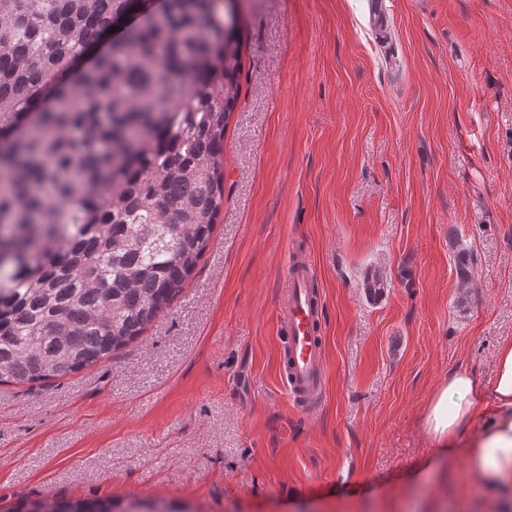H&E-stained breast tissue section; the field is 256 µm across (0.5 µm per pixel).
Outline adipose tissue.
Wrapping results in <instances>:
<instances>
[{
    "label": "adipose tissue",
    "mask_w": 512,
    "mask_h": 512,
    "mask_svg": "<svg viewBox=\"0 0 512 512\" xmlns=\"http://www.w3.org/2000/svg\"><path fill=\"white\" fill-rule=\"evenodd\" d=\"M435 458L464 457L477 475L493 476L491 494H512V340L495 360L492 387L455 371L436 388L424 415Z\"/></svg>",
    "instance_id": "ef3b65f1"
}]
</instances>
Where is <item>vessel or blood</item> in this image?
<instances>
[{
	"label": "vessel or blood",
	"instance_id": "obj_1",
	"mask_svg": "<svg viewBox=\"0 0 512 512\" xmlns=\"http://www.w3.org/2000/svg\"><path fill=\"white\" fill-rule=\"evenodd\" d=\"M285 279L280 304L282 374L290 396L313 407L319 404L326 384L324 304L313 286L314 269L306 260L290 259Z\"/></svg>",
	"mask_w": 512,
	"mask_h": 512
}]
</instances>
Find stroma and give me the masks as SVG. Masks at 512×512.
I'll use <instances>...</instances> for the list:
<instances>
[{
  "label": "stroma",
  "instance_id": "stroma-1",
  "mask_svg": "<svg viewBox=\"0 0 512 512\" xmlns=\"http://www.w3.org/2000/svg\"><path fill=\"white\" fill-rule=\"evenodd\" d=\"M224 207L170 310L109 360L0 384V512H512L422 422L512 339V0H237ZM465 253L468 282L456 276ZM324 300L314 413L280 374L289 256ZM142 503V502H124L120 500H68L61 499L49 506H44L38 502H32L29 506L23 505L16 512H176L174 508L167 506L164 502ZM146 504L147 509L142 510ZM28 507H38L40 511H28ZM25 510V511H24Z\"/></svg>",
  "mask_w": 512,
  "mask_h": 512
}]
</instances>
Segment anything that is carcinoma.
<instances>
[{
    "label": "carcinoma",
    "mask_w": 512,
    "mask_h": 512,
    "mask_svg": "<svg viewBox=\"0 0 512 512\" xmlns=\"http://www.w3.org/2000/svg\"><path fill=\"white\" fill-rule=\"evenodd\" d=\"M136 0H0V383L81 371L182 291L224 206L240 30L224 0H168L87 70ZM40 512H176L61 499Z\"/></svg>",
    "instance_id": "carcinoma-1"
}]
</instances>
